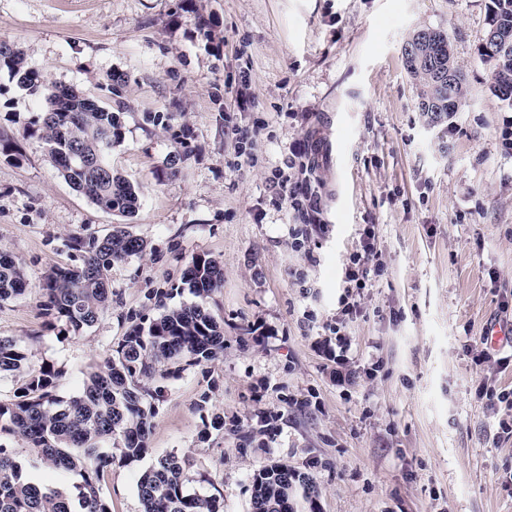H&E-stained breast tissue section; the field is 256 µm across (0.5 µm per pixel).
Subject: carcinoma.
I'll list each match as a JSON object with an SVG mask.
<instances>
[{"mask_svg": "<svg viewBox=\"0 0 512 512\" xmlns=\"http://www.w3.org/2000/svg\"><path fill=\"white\" fill-rule=\"evenodd\" d=\"M509 37L507 46L482 41L479 59L491 74L489 92L512 110V0H490L486 29ZM404 67L418 90L417 108L424 125L439 127L465 107L467 89L448 34L424 42L417 31L402 45ZM34 92L45 91L48 107L39 112L27 136L46 147L59 174L101 209L134 215L141 206L136 188L113 171L107 150L121 137L120 113L112 102H94L66 87L49 84L28 67L12 45L0 42V66ZM72 249L81 263L51 270L42 284L41 309L51 323L75 333L95 324L112 306L108 272L112 265L139 255L147 242L123 227L109 235L75 237ZM197 302L166 309L148 322L131 325L117 348L91 367L80 395L63 401L55 395L61 372L34 367L16 341L0 338V373L25 371L15 401L0 403V432H12L47 464L80 470L74 490L41 486L22 476L12 451L0 443V512H112L101 487L116 460H137L147 447L158 394L142 385L165 364L181 371L211 362L224 353V326L204 303L223 287L224 269L215 259L194 256L184 276ZM24 270L0 251V303L25 295ZM110 441L119 455L105 452ZM187 459L159 458L137 481L141 512H222L221 493H190L185 488ZM302 495L316 512L318 491L309 475L283 463L258 470L251 481V512H295Z\"/></svg>", "mask_w": 512, "mask_h": 512, "instance_id": "carcinoma-1", "label": "carcinoma"}]
</instances>
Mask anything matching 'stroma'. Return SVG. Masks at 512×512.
Masks as SVG:
<instances>
[{
	"label": "stroma",
	"mask_w": 512,
	"mask_h": 512,
	"mask_svg": "<svg viewBox=\"0 0 512 512\" xmlns=\"http://www.w3.org/2000/svg\"><path fill=\"white\" fill-rule=\"evenodd\" d=\"M487 12L488 0H0V41L47 82L102 98L124 76L110 159L142 197L124 217L75 191L26 134L43 99L0 70V144L21 152L0 153V251L29 282L0 305V337L60 370L67 400L130 325L194 303L181 288L193 256L224 268L207 302L224 354L151 381L147 450L101 482L112 512H140L138 478L166 455L189 460L187 490L220 491L223 512H251V478L273 462L313 477L319 512H512V439L477 394L484 378L512 388V367L473 361L489 325L512 324V111L478 57ZM418 26L448 34L466 77L445 127L423 125L403 65ZM117 225L148 247L113 264L111 308L77 334L49 325L45 273L79 265L73 238ZM368 226L382 271L348 315L343 278ZM338 326L353 374L341 386ZM0 444L32 482L80 480L17 436Z\"/></svg>",
	"instance_id": "35a3bbf8"
}]
</instances>
